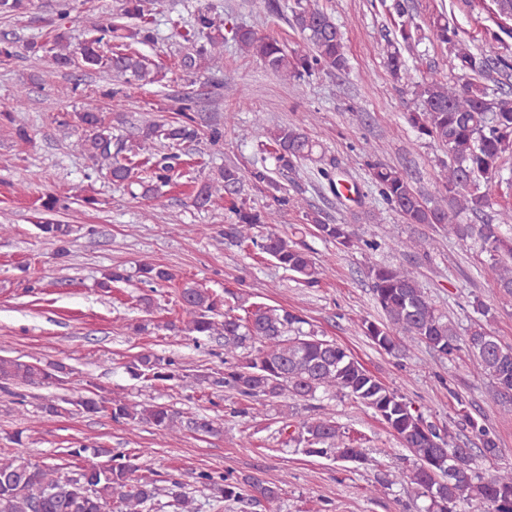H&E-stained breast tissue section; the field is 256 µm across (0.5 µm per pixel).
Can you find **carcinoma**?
Here are the masks:
<instances>
[{
  "label": "carcinoma",
  "instance_id": "obj_1",
  "mask_svg": "<svg viewBox=\"0 0 512 512\" xmlns=\"http://www.w3.org/2000/svg\"><path fill=\"white\" fill-rule=\"evenodd\" d=\"M469 7L479 6L488 14L496 29L487 30L485 44L474 47L461 37L454 19L433 10L426 26L435 40L448 47L453 67L469 76L456 84L431 72L414 81L408 55L425 36L422 27L410 16V0H393L389 10L402 18L393 36L385 39L384 64L393 83L401 89H414L421 107L406 115L407 123L418 137L428 138L445 150L447 159L438 166L434 192L421 194L408 175L382 164L368 165L369 177L385 203L405 224H430L448 230L464 243L479 246L496 272L499 292L512 297V208L494 209L496 196L512 190V103L498 96L512 88V47L502 35L512 37V27L501 23L512 12V0H464ZM34 7V0H0V16L16 17ZM75 9L74 0H55L54 16L46 24L54 31L51 47L37 42L25 45L33 56L50 55L51 70L66 71L76 66L100 70L113 81L130 85L167 82L164 68L136 48L157 39V21L145 0H124L123 14L135 20L127 26L102 24L92 36L77 40L59 30L57 21ZM289 23L302 37L289 48L279 39L253 29L237 28L234 39L241 51L258 58L265 68L283 80H300L319 72H345L349 68L344 37L331 14L317 0H291ZM173 30L182 39L179 70L196 74L224 51V16L210 7H200L191 14L189 28ZM109 53L101 52L102 46ZM180 118L169 123H150L121 130L112 125L95 100L73 112V126L80 135L73 147L95 163L94 172L111 183L124 186L136 199L158 197L160 186L170 183L181 167L176 153L151 154L144 164L151 176L138 175L135 158L157 142L172 147L197 141L200 127L195 116V101L190 96L179 99ZM257 134L264 139L265 152L274 160L266 163L227 164L218 175L200 184L190 195L191 206L208 210L224 202L235 219L224 225V241L233 246L250 243L298 275L306 288L321 283L322 270L302 242L276 231H260L265 217L245 206L241 198L244 183L259 192L270 193L278 209L303 212V219L313 225L316 235L347 250L373 249L375 245L355 235L347 224H330L322 213L307 207L304 198L281 190L272 170L294 171L310 159L317 142L296 125H266L255 116ZM46 238L64 243L72 227L46 219L40 224ZM148 286H161L175 279L167 267L145 262L130 275L116 268L102 287L128 281L132 277ZM373 300L381 319H365L361 331L379 349L397 356L406 343L423 344L453 360L463 347L475 357L489 375L499 394L512 391V346L502 344L487 325L477 321L467 335L460 336L428 299L415 271L408 267L373 264L368 269ZM183 309L189 314L185 330L199 336L224 338V377L221 383L247 402L262 403L286 396L296 402H309L318 393L341 394L370 409L397 437L402 447L415 458L406 473L409 483L420 496L429 500L425 512H460V505L481 502L486 512H512V466L493 473L476 470L477 458L496 459L501 450L494 434L466 410L455 426L469 431L479 442L475 448H463L454 441L447 426L426 420L406 398L386 386L342 345L334 340L303 330L306 320L282 307L236 304L223 301L207 288L186 285L179 294ZM135 377L154 381L180 378L177 362L157 354H142L130 366ZM66 366L45 365L18 358L0 357V389L11 385L53 386L62 382ZM66 403L78 410L97 414L105 412L116 423L146 422L160 431L187 430L200 436H218L222 424L206 414L183 412L171 405L131 403L124 397L106 396L88 388ZM293 412L283 416L280 434L287 442L309 456L332 457L345 462L365 463L367 458L358 439L325 414L316 413L296 423ZM443 448L449 460L431 463L435 449ZM67 455L75 460L71 474L63 475L54 464L21 461L0 454V512H112V498H117L118 512H153L159 497L170 498L173 512H195V500L183 491V484L173 479L167 488L153 481L133 477L137 465L132 456L112 453L110 448H70ZM106 456L99 463L96 458ZM200 483L210 492L216 505L226 501L249 506L270 507L279 499L278 487L258 474L213 475L202 472Z\"/></svg>",
  "mask_w": 512,
  "mask_h": 512
}]
</instances>
